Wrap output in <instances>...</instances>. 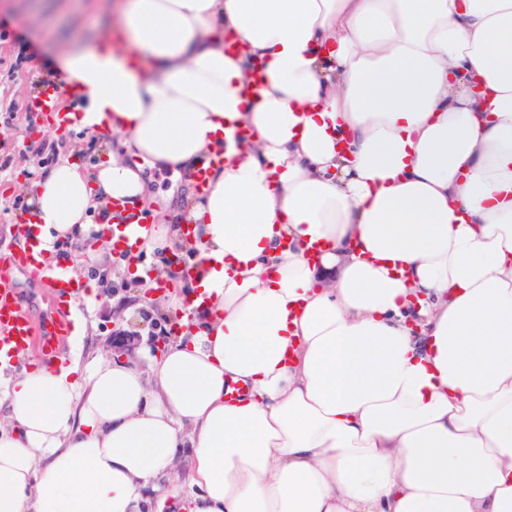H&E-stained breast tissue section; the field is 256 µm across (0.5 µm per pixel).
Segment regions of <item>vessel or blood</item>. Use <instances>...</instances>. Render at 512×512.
Listing matches in <instances>:
<instances>
[{
	"label": "vessel or blood",
	"mask_w": 512,
	"mask_h": 512,
	"mask_svg": "<svg viewBox=\"0 0 512 512\" xmlns=\"http://www.w3.org/2000/svg\"><path fill=\"white\" fill-rule=\"evenodd\" d=\"M225 145L215 149L200 160L196 171L195 186L205 190L211 170L224 160ZM15 261L39 275V284L50 293L52 310L42 320H35L30 303L22 299L11 277L9 268L0 267V351L35 347L45 357L54 356L68 336L72 334L70 301L76 296L78 286L63 261L49 262L43 251L30 250L16 256Z\"/></svg>",
	"instance_id": "b4317fda"
}]
</instances>
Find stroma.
I'll list each match as a JSON object with an SVG mask.
<instances>
[{
    "label": "stroma",
    "mask_w": 512,
    "mask_h": 512,
    "mask_svg": "<svg viewBox=\"0 0 512 512\" xmlns=\"http://www.w3.org/2000/svg\"><path fill=\"white\" fill-rule=\"evenodd\" d=\"M115 0H0V247L8 240L7 230L25 219L15 209L26 189L39 179L44 168L59 157L75 155L84 168L101 160L102 143L85 131L55 126H36L42 93L57 81L56 52L63 46H83L99 41L118 19ZM13 114L4 123L5 114ZM134 292L127 279L112 280L109 288L76 306L85 319L83 340L67 338L58 355L59 363L73 357L89 361L106 352L112 334L114 311L130 308L129 318L148 334L155 315L146 307L134 306Z\"/></svg>",
    "instance_id": "35a3bbf8"
}]
</instances>
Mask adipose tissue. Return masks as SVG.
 <instances>
[{"instance_id":"obj_1","label":"adipose tissue","mask_w":512,"mask_h":512,"mask_svg":"<svg viewBox=\"0 0 512 512\" xmlns=\"http://www.w3.org/2000/svg\"><path fill=\"white\" fill-rule=\"evenodd\" d=\"M59 51L112 132L60 159L13 244L111 252L141 162L195 185L243 128L184 242L158 218L122 273L180 252L185 328L151 374L12 351L0 512H512V0H121ZM134 51L135 64L125 53ZM248 394L228 400L231 384ZM227 141L226 136L222 138L221 144L215 146V149L205 156H203L200 160V165L196 171V181L195 186L198 191H203L208 186V181L210 177L211 170L224 162V153L226 152Z\"/></svg>"}]
</instances>
